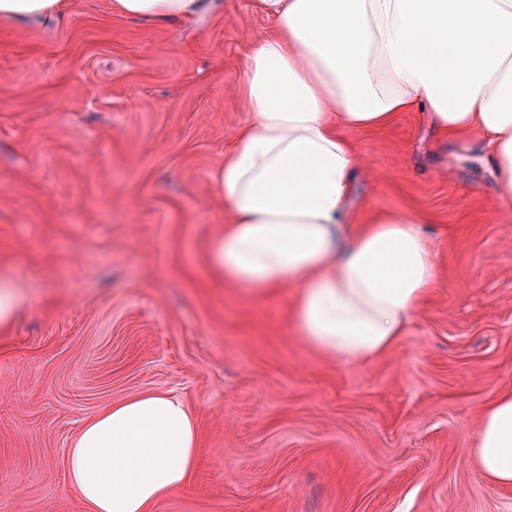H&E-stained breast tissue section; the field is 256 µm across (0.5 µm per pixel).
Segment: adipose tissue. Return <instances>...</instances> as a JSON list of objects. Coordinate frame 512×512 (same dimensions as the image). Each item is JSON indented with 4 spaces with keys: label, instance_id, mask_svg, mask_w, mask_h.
I'll return each instance as SVG.
<instances>
[{
    "label": "adipose tissue",
    "instance_id": "1",
    "mask_svg": "<svg viewBox=\"0 0 512 512\" xmlns=\"http://www.w3.org/2000/svg\"><path fill=\"white\" fill-rule=\"evenodd\" d=\"M273 33L246 57L250 118L213 180L234 212L208 251L225 280L299 289L293 324L351 362L402 335L436 278L417 218L385 216L347 237L357 154L348 129L423 111L454 149H480L495 194L512 202V0H259ZM112 14L164 21L198 0H109ZM193 412L142 393L84 422L68 450L69 493L85 512H152L200 460ZM491 482L512 484V393L483 412L473 450Z\"/></svg>",
    "mask_w": 512,
    "mask_h": 512
}]
</instances>
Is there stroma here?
I'll use <instances>...</instances> for the list:
<instances>
[{
	"label": "stroma",
	"mask_w": 512,
	"mask_h": 512,
	"mask_svg": "<svg viewBox=\"0 0 512 512\" xmlns=\"http://www.w3.org/2000/svg\"><path fill=\"white\" fill-rule=\"evenodd\" d=\"M73 0L0 18V512H83L66 490L84 419L143 392L193 411L188 483L154 512H512L472 450L512 391V204L422 112L349 132L360 228L414 216L436 282L378 358L346 363L292 328L298 289L217 281L231 211L213 174L249 114L244 61L274 22L256 0L189 21ZM14 288L6 277L0 278V327H8L18 311Z\"/></svg>",
	"instance_id": "1"
}]
</instances>
